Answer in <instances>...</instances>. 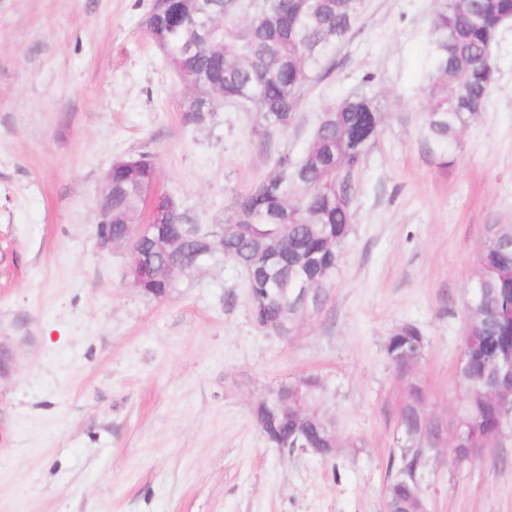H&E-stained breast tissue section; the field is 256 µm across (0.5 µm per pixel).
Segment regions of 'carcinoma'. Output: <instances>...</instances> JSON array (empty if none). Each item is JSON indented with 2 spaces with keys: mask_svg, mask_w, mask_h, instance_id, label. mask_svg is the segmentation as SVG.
Returning <instances> with one entry per match:
<instances>
[{
  "mask_svg": "<svg viewBox=\"0 0 512 512\" xmlns=\"http://www.w3.org/2000/svg\"><path fill=\"white\" fill-rule=\"evenodd\" d=\"M365 9V0H155L143 26L150 41L197 93L186 121L204 122L221 104L251 105L264 127L285 131L297 122L307 86L330 73L341 46ZM512 22V0H444L428 34L430 84L424 134L445 152L479 117L496 82L492 48L501 28ZM205 30L207 45L187 52ZM380 116L373 100L351 94L327 105L300 157L280 155L273 173L240 195L224 224L202 231L196 224H163L159 231L180 242L184 274L197 271L205 253H220L247 281L252 315L260 326L297 327L303 315L324 304L343 243L351 231L357 178L375 144ZM112 169V237L133 233L130 224L144 208L143 185L157 172L148 154ZM306 275V299L271 291L275 274ZM177 279L162 273L148 284L151 296L165 297ZM423 337L414 324L393 330L385 349L397 378L414 387L398 410L405 448L398 472L387 486L389 512H416L421 498L413 479L423 459L426 437L448 424V436L477 432L491 448L501 444L512 412L492 398L495 369L512 356V226L484 230L483 246L470 284L458 366L459 392L448 418L435 415L417 367ZM304 398L315 418L288 417L281 448H337L336 424L322 409L314 376L281 383L272 396L252 403V418Z\"/></svg>",
  "mask_w": 512,
  "mask_h": 512,
  "instance_id": "carcinoma-1",
  "label": "carcinoma"
}]
</instances>
